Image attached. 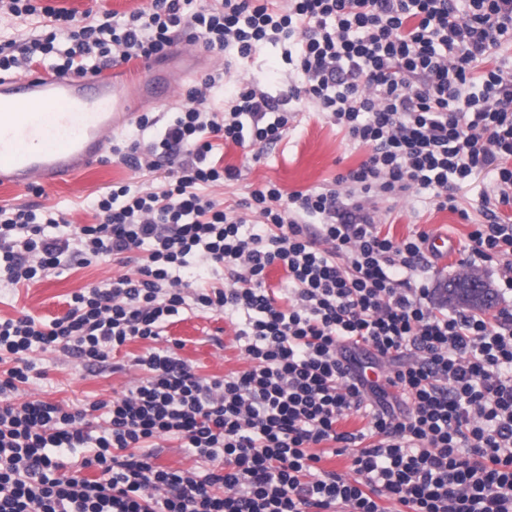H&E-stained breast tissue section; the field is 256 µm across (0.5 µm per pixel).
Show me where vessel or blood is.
I'll return each instance as SVG.
<instances>
[{
	"mask_svg": "<svg viewBox=\"0 0 512 512\" xmlns=\"http://www.w3.org/2000/svg\"><path fill=\"white\" fill-rule=\"evenodd\" d=\"M186 75L154 67L133 80L32 72L0 82V186L71 181L106 155L114 127L131 121L138 107L173 102Z\"/></svg>",
	"mask_w": 512,
	"mask_h": 512,
	"instance_id": "vessel-or-blood-1",
	"label": "vessel or blood"
}]
</instances>
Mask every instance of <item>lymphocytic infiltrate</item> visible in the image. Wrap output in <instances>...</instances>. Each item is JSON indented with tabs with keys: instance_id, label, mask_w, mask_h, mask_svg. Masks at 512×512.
<instances>
[{
	"instance_id": "lymphocytic-infiltrate-1",
	"label": "lymphocytic infiltrate",
	"mask_w": 512,
	"mask_h": 512,
	"mask_svg": "<svg viewBox=\"0 0 512 512\" xmlns=\"http://www.w3.org/2000/svg\"><path fill=\"white\" fill-rule=\"evenodd\" d=\"M40 16V35L0 42V74L41 63L79 78L134 59L170 58L180 43L249 61L287 41L293 74L278 95L251 81L224 87L217 68L187 89L174 118L138 116L112 155L156 189L111 185L88 203L95 223L63 211L0 206V282L141 257L135 273L72 294L49 322L0 319V512H512V305L493 315L449 311L426 280L429 235L382 234L376 203L429 191L457 211L477 173L495 177L465 265L500 262L512 293V0H151L93 17L39 0H0V15ZM368 150L338 175L346 192L283 195L272 183L226 211L207 187L239 172L211 159L217 142L272 145L307 108ZM283 266L288 292L266 271ZM190 310L239 317L247 370L208 380L172 347H157ZM152 341L144 376L111 400L69 411L16 402L28 355L62 345L106 361ZM388 361L384 383L367 369ZM367 413V427L338 423ZM172 438L202 471L162 467ZM335 443L344 475L313 449Z\"/></svg>"
}]
</instances>
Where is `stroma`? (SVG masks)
<instances>
[{
	"label": "stroma",
	"mask_w": 512,
	"mask_h": 512,
	"mask_svg": "<svg viewBox=\"0 0 512 512\" xmlns=\"http://www.w3.org/2000/svg\"><path fill=\"white\" fill-rule=\"evenodd\" d=\"M283 45L270 44L260 51L247 68L226 66L224 59L211 57L200 66L201 71L229 67L230 79H250L270 94H277L282 78L288 73L282 53ZM366 148L353 144L325 114L307 111L297 114L277 145L261 149L259 154L235 144H225L221 162L237 167L238 180L211 187V194L232 207L252 189L272 183L283 193L308 189L331 188L336 177L357 167L365 158ZM164 171L138 177L117 160L97 163L64 185L50 187L43 194L0 188V206H25L38 210L61 209L76 225L94 223L87 207L92 193L116 183L160 186ZM382 233L401 241L424 231L446 237L452 246L448 257L437 260L430 280L431 287L445 288L448 281L460 273L459 262L471 226L459 213L438 210L428 193L411 195L397 202L378 204ZM135 264L66 263L47 278L18 288H0V317L16 318L29 314L43 319L65 315L71 295L82 289L102 284L112 278L134 273ZM159 346H175L180 358L195 372L206 378H224L249 368L250 363L235 336L230 320L216 313L183 312L170 324ZM148 341L127 342L115 354L116 367L88 369L74 359L51 347L31 353L36 372L28 383L20 385L18 401L41 399L79 408L108 400L126 392L143 375L136 366V357L148 348Z\"/></svg>",
	"instance_id": "35a3bbf8"
}]
</instances>
